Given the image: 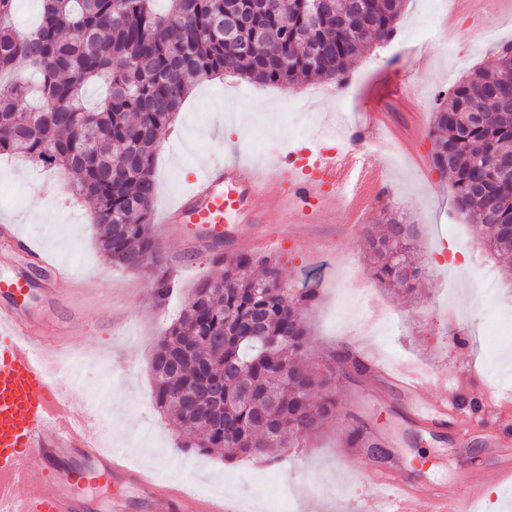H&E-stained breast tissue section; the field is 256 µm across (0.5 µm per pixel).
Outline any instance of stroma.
I'll return each instance as SVG.
<instances>
[{
	"instance_id": "1",
	"label": "stroma",
	"mask_w": 512,
	"mask_h": 512,
	"mask_svg": "<svg viewBox=\"0 0 512 512\" xmlns=\"http://www.w3.org/2000/svg\"><path fill=\"white\" fill-rule=\"evenodd\" d=\"M456 23L434 16L433 0H406L395 39L369 47L350 72L347 85L311 81L292 88L256 86L237 77L198 82L182 112L184 121L167 128L154 164L155 211H162L188 190L203 166L231 160L266 158V134L275 132L265 113L281 112L285 100L304 107L305 119L335 122L339 108L361 116L376 103L388 101L399 83H406V107L392 111L393 133L373 146L368 162L385 175L388 202L417 228L415 244L426 270L416 297L407 299L370 281L371 254L363 231L342 233L340 220L315 223L312 233L334 259L315 261L283 243L278 259L282 283L299 288L316 282L320 300L306 312L308 360L329 374L341 408L336 417L300 448H288L280 461L266 465L256 459L228 460L217 454L183 455V440L166 415L153 404L150 359L163 329L184 308L193 288L217 275L209 253L184 255L177 240L159 235L168 266H182L174 290L157 305L148 276L112 265L96 245L90 205L75 200L64 174L13 159L0 158V225H18L23 235L61 256L84 288L68 305H50L45 317L62 332L67 311L84 317L94 351L77 344L85 360L76 378H62V388L78 402L111 399L112 445L126 449L131 466L177 480L195 493L239 502L242 512H336L339 503L356 504L370 486L374 471L393 465L414 484L415 509L423 512L426 496L447 484L459 470L485 466L496 450L486 429L469 435V447L449 427H426L422 414L402 394L372 376L341 372L333 350L347 345L363 357H377L390 366L416 362L449 382L472 376L486 387L512 390V348L504 350L498 372H491L484 330L500 313L512 308V272L485 249L473 224L449 204V180L431 162V139L420 133L415 147L402 135L409 116L431 121L439 93L477 67L492 66L499 44L512 39V0H458ZM436 27L449 37L454 55L417 43L418 30ZM463 246L471 270L447 272L451 247ZM489 269L494 286L481 294L472 273ZM393 313L398 323L390 336L368 335L365 321L375 311ZM366 439L382 443L389 458L376 459L356 448L342 455L353 427ZM121 503L103 487L90 489L95 512H169L136 487L123 488Z\"/></svg>"
}]
</instances>
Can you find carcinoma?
<instances>
[{
	"label": "carcinoma",
	"mask_w": 512,
	"mask_h": 512,
	"mask_svg": "<svg viewBox=\"0 0 512 512\" xmlns=\"http://www.w3.org/2000/svg\"><path fill=\"white\" fill-rule=\"evenodd\" d=\"M41 0L34 28L19 31L15 0H0V155L22 157L69 179L74 197L92 203L100 251L114 265L150 269L156 298L169 291L162 247L150 231L153 165L165 129L202 79L235 75L258 84L322 80L347 84L352 64L371 44L397 35L405 0H283L269 16L260 0ZM232 3L248 18L238 43L213 29ZM260 28L277 37L253 42ZM37 75L30 80L19 64ZM104 98L94 107L87 87ZM431 160L451 176L453 208L476 226L481 242L512 254V177L496 166L512 154V43L498 48L491 68L474 70L437 103L429 131ZM385 224L365 229L374 255L371 276L385 288L416 290L414 225L384 209ZM221 273L201 281L181 316L151 355L156 409L187 431L181 452L224 448L237 456L276 461L336 416L327 376L304 359L303 313L318 289L282 288L279 263L248 254L220 257ZM337 360L364 375L368 365L344 346Z\"/></svg>",
	"instance_id": "carcinoma-1"
}]
</instances>
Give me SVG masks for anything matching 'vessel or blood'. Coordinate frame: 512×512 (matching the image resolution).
I'll use <instances>...</instances> for the list:
<instances>
[{
    "label": "vessel or blood",
    "mask_w": 512,
    "mask_h": 512,
    "mask_svg": "<svg viewBox=\"0 0 512 512\" xmlns=\"http://www.w3.org/2000/svg\"><path fill=\"white\" fill-rule=\"evenodd\" d=\"M381 180L377 167L333 151L314 157L306 170L276 162L259 168L238 160L221 168L206 166L166 210L163 231L186 249L218 252L225 225L252 224L256 232L249 247L274 255L288 241L301 249L308 243L303 217L325 219L339 212L345 223L355 225L376 202ZM340 182L348 188L342 198L336 195ZM283 198L289 203V221L269 227L266 214ZM0 244L13 255L0 271V512H92L84 488L117 481L133 484L151 500L166 501L172 512H235L223 498L158 482L131 468L124 452L101 447L97 425L75 415L72 400L61 392L58 370L67 345L52 340L50 326L30 309L34 293L63 302L80 283L63 262L14 225L0 226ZM369 365L412 401H420L430 377L421 365L391 367L375 358ZM511 399L508 392H481L470 417L458 418L464 435L483 414L502 421L499 453L490 467L464 471L451 487L434 490L429 512H470L487 485L512 481V426L503 408ZM35 460L43 470L37 478L30 471ZM373 482V492L356 512H410L407 477L380 470Z\"/></svg>",
    "instance_id": "1"
}]
</instances>
